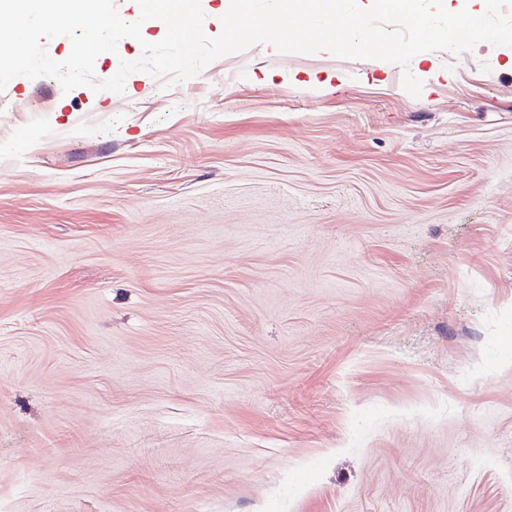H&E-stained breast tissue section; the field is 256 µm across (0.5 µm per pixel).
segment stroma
<instances>
[{
    "mask_svg": "<svg viewBox=\"0 0 512 512\" xmlns=\"http://www.w3.org/2000/svg\"><path fill=\"white\" fill-rule=\"evenodd\" d=\"M409 70L0 90V512H512V47Z\"/></svg>",
    "mask_w": 512,
    "mask_h": 512,
    "instance_id": "1",
    "label": "stroma"
}]
</instances>
